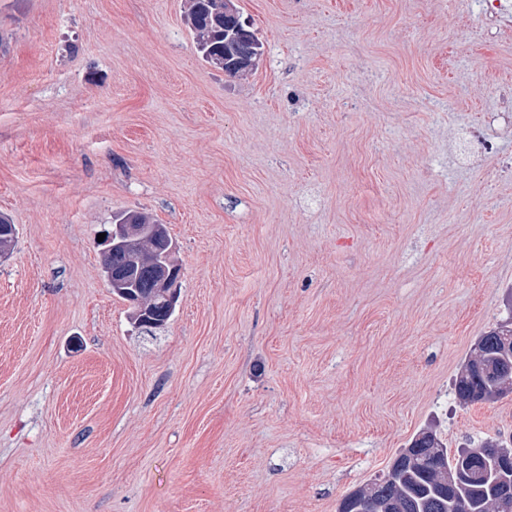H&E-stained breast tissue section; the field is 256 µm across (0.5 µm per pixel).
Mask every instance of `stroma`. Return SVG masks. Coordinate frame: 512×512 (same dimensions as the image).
<instances>
[{
    "instance_id": "35a3bbf8",
    "label": "stroma",
    "mask_w": 512,
    "mask_h": 512,
    "mask_svg": "<svg viewBox=\"0 0 512 512\" xmlns=\"http://www.w3.org/2000/svg\"><path fill=\"white\" fill-rule=\"evenodd\" d=\"M233 4L236 78L186 0H0V512H337L423 429L512 437L453 389L512 314V0ZM129 210L176 245L152 335ZM231 0H191L187 13L188 25L204 60L216 66L224 60L221 69L226 75L237 77L247 71L259 55V44L252 39L245 48L240 63L228 67L224 57L232 59L238 49V38L234 27L224 25L225 18L232 17L235 28L250 33L248 21L242 20ZM112 223L116 225L113 226L112 229V224H110L111 228L105 232V238L102 241V245L104 246L102 249L104 260L102 268L112 293L125 300L122 294L113 291L112 285L116 284V280L121 278L126 270L112 266L111 255L113 261L119 262L123 258L124 249H127L130 263L133 266L137 264L141 265L145 262L146 253L149 251L155 252L167 249V253L171 254L173 252V245L169 246L170 242L161 248L156 247V241L150 239V232H157L167 237L170 241L172 238L164 224H158L152 216L145 213L126 212L114 215L112 217ZM146 224H149L150 232ZM114 238L119 239L117 244L123 245L124 249L118 245L113 247L112 252V240H114ZM180 276V269L176 273V270L172 266H162L156 270L157 285L155 288H159L157 295H151L147 298L137 297L135 301L128 302L129 305L142 311H146L148 308L155 304L156 299L161 298L159 303H169L175 305L179 300L178 291V279ZM132 308L130 319L136 321L141 316L137 314L136 310Z\"/></svg>"
}]
</instances>
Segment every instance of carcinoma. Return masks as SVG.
<instances>
[{
  "label": "carcinoma",
  "instance_id": "cac0c4a2",
  "mask_svg": "<svg viewBox=\"0 0 512 512\" xmlns=\"http://www.w3.org/2000/svg\"><path fill=\"white\" fill-rule=\"evenodd\" d=\"M188 25L204 60L216 65L238 49L234 27L224 24V0H191ZM114 224H147L165 237V225L139 212L112 217ZM161 253L149 266L131 274L124 287L146 294L154 267L167 262ZM512 363V317L478 339L473 354L454 381L463 406L497 398L505 384L499 368ZM496 444L485 438L469 448L448 451L435 431L416 435L383 478L355 489L340 501L338 512H363L365 493H374V512H512V465L491 461L484 449Z\"/></svg>",
  "mask_w": 512,
  "mask_h": 512
}]
</instances>
